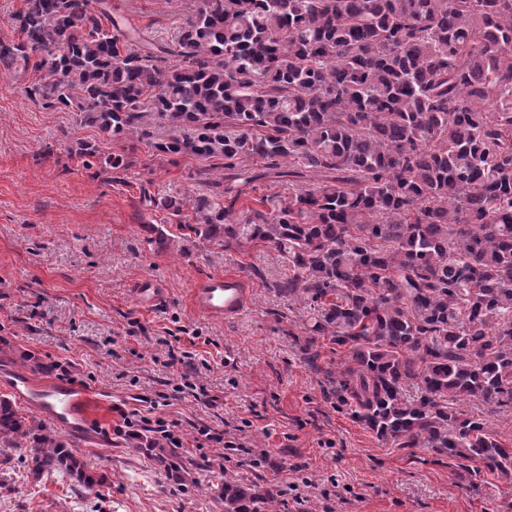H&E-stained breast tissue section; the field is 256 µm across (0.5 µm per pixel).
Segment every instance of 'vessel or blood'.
I'll list each match as a JSON object with an SVG mask.
<instances>
[{
    "instance_id": "vessel-or-blood-1",
    "label": "vessel or blood",
    "mask_w": 512,
    "mask_h": 512,
    "mask_svg": "<svg viewBox=\"0 0 512 512\" xmlns=\"http://www.w3.org/2000/svg\"><path fill=\"white\" fill-rule=\"evenodd\" d=\"M134 298L139 306L153 308L162 303L165 293L157 281L144 279L137 284ZM247 302L246 284L233 273L213 275L198 282L191 295L194 310L210 318L235 319ZM10 387L15 394L36 405L58 428L72 434L85 429L90 406L86 390L54 384L36 388L20 377L14 379Z\"/></svg>"
}]
</instances>
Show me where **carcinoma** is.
<instances>
[{
  "instance_id": "1",
  "label": "carcinoma",
  "mask_w": 512,
  "mask_h": 512,
  "mask_svg": "<svg viewBox=\"0 0 512 512\" xmlns=\"http://www.w3.org/2000/svg\"><path fill=\"white\" fill-rule=\"evenodd\" d=\"M12 25L0 67L43 73L28 95L44 108L75 103L127 138L153 112L192 127L158 152L221 160L210 195L154 206L189 207V237L281 255L273 288L307 313L305 363L322 371L320 338L343 349L326 372L337 410L462 460L473 489L484 469L512 482L488 421L512 410V0H202L171 46L135 45L91 0H25ZM283 178L288 195L235 209L242 185ZM24 446L36 480L103 484L1 397L0 448ZM264 500L224 485V512Z\"/></svg>"
}]
</instances>
